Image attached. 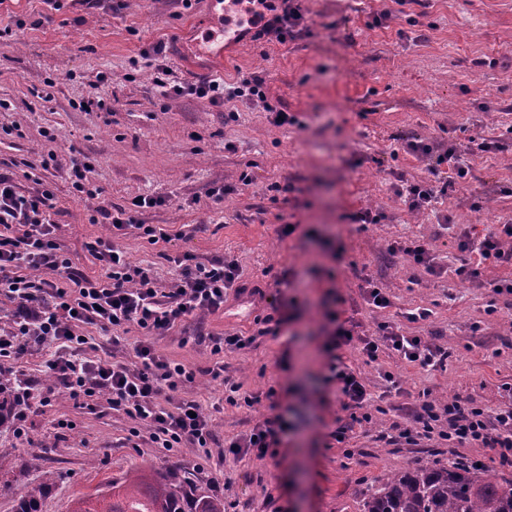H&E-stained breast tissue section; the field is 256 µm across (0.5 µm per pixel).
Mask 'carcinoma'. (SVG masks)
I'll use <instances>...</instances> for the list:
<instances>
[{
	"label": "carcinoma",
	"instance_id": "obj_1",
	"mask_svg": "<svg viewBox=\"0 0 512 512\" xmlns=\"http://www.w3.org/2000/svg\"><path fill=\"white\" fill-rule=\"evenodd\" d=\"M13 384L11 375L0 372V441L13 433L3 420L5 412L18 407ZM45 458L43 444L28 449V464L41 471V476L19 493L0 473V495L16 497L13 512H43L44 498L62 478L59 471L43 469ZM107 487L112 492L104 507L79 497L71 501L67 512H224V498L194 485L179 467L152 478L128 474ZM361 512H512V476L426 462L388 477L379 491L365 497Z\"/></svg>",
	"mask_w": 512,
	"mask_h": 512
}]
</instances>
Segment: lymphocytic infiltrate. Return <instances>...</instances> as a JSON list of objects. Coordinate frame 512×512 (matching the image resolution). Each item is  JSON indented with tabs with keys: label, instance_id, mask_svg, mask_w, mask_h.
<instances>
[{
	"label": "lymphocytic infiltrate",
	"instance_id": "lymphocytic-infiltrate-1",
	"mask_svg": "<svg viewBox=\"0 0 512 512\" xmlns=\"http://www.w3.org/2000/svg\"><path fill=\"white\" fill-rule=\"evenodd\" d=\"M266 12V23L256 38L286 42L303 24L300 0H251ZM156 84L167 98L193 95L223 103L224 99L265 98V80L250 74L233 86L211 79L192 84L170 83L165 65H157ZM405 148L430 163L431 170L447 167L443 184L431 180L410 183L396 191L412 211L431 207L450 186L467 182L469 165L460 161L457 146L441 147L431 141H406ZM91 164L76 158L66 171L78 196L94 200L89 221L109 225L111 237L87 242L86 251L96 260L98 275H86L61 247V226L55 221L56 201L45 185L20 189L12 172L0 170V298L12 305L11 319L0 326V368H20L32 349L44 352V366L53 383L75 403L87 405L105 399L110 410L130 419L131 436L147 434L154 447L165 451L191 447L201 457L211 454L215 442L214 423L197 400L180 397L182 387L196 378L194 370L157 354L152 337L177 331L190 318L222 312L229 293H243L241 271L235 261L214 257L199 260L190 252L169 255L176 279L164 287L149 269L132 264L116 247L114 237L134 234L150 244L170 242L172 236L157 224L142 223L140 211L160 205V198L141 196L131 208L100 203V188L89 184ZM461 251L477 255L479 263L512 267V224H498L479 239L470 232L460 234ZM325 338L328 352L358 345L363 356L374 362L381 349H389L401 360L423 369L444 367L448 349L435 340L407 336L398 327L383 324L375 335L357 331L352 320L329 317ZM99 328L107 337L95 344L83 327ZM140 335L132 360L117 359L112 348L130 332ZM278 324L263 318L256 334L228 331L211 337L213 364L206 372L218 379L224 375L225 351L250 348L257 336L277 335ZM326 383L335 384L347 420L334 437L347 443L354 425L370 421L369 400L362 375L349 366L329 361ZM414 425L392 424L382 439L387 443L417 444L437 438L449 452L477 444L493 449L501 467L512 468V403L487 412L479 406H464L457 400L439 402L430 390L420 391L409 406ZM278 446L274 419L255 423L240 436L225 442L224 450L238 458L263 460L276 455Z\"/></svg>",
	"mask_w": 512,
	"mask_h": 512
}]
</instances>
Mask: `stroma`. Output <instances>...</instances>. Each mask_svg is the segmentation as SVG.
Wrapping results in <instances>:
<instances>
[{
    "mask_svg": "<svg viewBox=\"0 0 512 512\" xmlns=\"http://www.w3.org/2000/svg\"><path fill=\"white\" fill-rule=\"evenodd\" d=\"M302 8L312 35L284 44L248 39L208 66L182 58L206 20V0L188 10L179 0H123L113 14L77 0L58 11L45 0H0V28L26 23L12 44L0 46L6 104L0 167L13 166L27 190L24 162L54 151L41 177L56 196L63 249L91 275L97 267L84 244L109 234L106 225L89 221L94 201L78 199L65 178L72 157L82 153L93 159L89 179L107 202L163 199L141 219L174 238L159 247L120 237L116 244L132 263L167 285L172 271L160 251H188L202 261L225 257L238 263L246 283L262 288L261 301L229 297L223 313L204 317L206 332L250 334L259 318L283 321L278 335L226 352L220 380L205 372L212 362L208 343L177 332L153 337L158 354L198 372L183 393L214 420L210 457L187 447L166 453L145 436L129 442L132 421L102 401L91 409L59 392L50 405L31 408L26 436L12 438L0 454L21 487L37 478L23 466L27 448L50 442L48 463L63 479L45 512H66L72 499L136 467L161 472L173 464L223 497L224 512H360L363 492L390 474L429 457L449 460L437 439L415 446L379 441L402 421L399 407L408 395L427 389L434 399L490 412L512 400V294L485 286L512 279V268L485 264L466 280L455 274L464 258L461 229L477 238L512 220V0H302ZM376 16L381 25H373ZM159 43L181 81L220 78L229 86L241 75L262 74L267 102L287 104L303 127L275 125L257 101L163 97L154 59L142 56ZM88 97L110 100L111 113L80 111L78 102ZM230 111L237 120H225ZM14 126L21 135L11 134ZM48 131L55 142L46 141ZM417 137L452 142L463 152L482 139L500 148L473 158L468 190L449 189L428 210L411 212L395 184L446 177L402 149ZM219 182L228 192L216 204L208 193ZM366 209L379 213L380 222H353ZM285 224L296 232L281 236ZM416 237L431 242L442 274L387 249L390 240ZM368 279L389 296V307L365 302L361 287ZM418 308L429 317L409 322L407 313ZM328 309L366 333L389 323L450 352L445 368L425 371L388 349L374 363L358 347L339 349L380 405L371 422L354 426L345 449L333 437L343 411L333 387L322 382ZM228 380L254 396L252 407L226 401ZM394 380L400 392L391 391ZM276 413L285 421L276 458L225 454V440ZM61 419L72 429L56 430Z\"/></svg>",
    "mask_w": 512,
    "mask_h": 512,
    "instance_id": "35a3bbf8",
    "label": "stroma"
}]
</instances>
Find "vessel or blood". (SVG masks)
I'll list each match as a JSON object with an SVG mask.
<instances>
[{"mask_svg": "<svg viewBox=\"0 0 512 512\" xmlns=\"http://www.w3.org/2000/svg\"><path fill=\"white\" fill-rule=\"evenodd\" d=\"M212 20L207 32L191 43L194 55L214 61L241 41L246 30H258L263 21L249 0H208Z\"/></svg>", "mask_w": 512, "mask_h": 512, "instance_id": "obj_1", "label": "vessel or blood"}]
</instances>
